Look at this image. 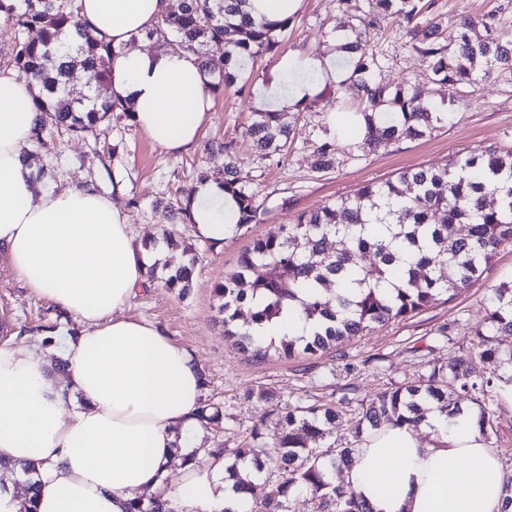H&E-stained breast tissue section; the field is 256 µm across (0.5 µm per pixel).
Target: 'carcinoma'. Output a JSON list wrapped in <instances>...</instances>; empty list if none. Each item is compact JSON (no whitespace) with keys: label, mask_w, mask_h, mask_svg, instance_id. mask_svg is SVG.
Returning <instances> with one entry per match:
<instances>
[{"label":"carcinoma","mask_w":512,"mask_h":512,"mask_svg":"<svg viewBox=\"0 0 512 512\" xmlns=\"http://www.w3.org/2000/svg\"><path fill=\"white\" fill-rule=\"evenodd\" d=\"M24 8H11L15 29L13 66L19 75L40 81L35 99L42 113L28 153L37 161L44 146L46 121L76 134H89L106 118L130 120L128 107L118 99H100L79 93V71H94L109 79L112 46L88 33L74 0H23ZM246 0H171L168 10L149 32L162 48L193 54L211 77L213 95L237 84L248 66L279 46L294 18L257 21L243 10ZM350 14L344 43L347 76L370 110L356 113L362 126L357 148L366 152L405 139H419L438 128L446 113L439 104L413 87L393 88L378 78L382 55L367 48V30L389 19L404 26L410 46L427 64L432 81L440 85L473 84L493 76H512V38L497 33V15L461 16L457 42L450 47L439 40V26L425 19L423 0H338ZM245 129L265 155L284 150L291 122L285 113H254ZM337 131L326 123L315 143L314 166L324 171L336 159ZM239 210L235 232L260 221V204L253 188L240 181L233 164L220 179ZM465 224L467 233H453ZM512 244V150L480 148L453 157L442 167H417L396 180L368 183L338 202L300 213L279 234L257 237L238 257L236 268L215 284L224 336L255 360L270 352L286 359L316 356L338 347L351 336H362L377 326L410 318L440 297L452 299L472 287L497 256L501 246ZM372 256L363 265L361 257ZM197 263L194 249L186 246L183 259L163 264L164 286L183 296L190 288ZM296 307L305 320L321 325L310 335L274 337L262 342L255 330L275 321L284 309ZM246 324H239L242 310ZM467 349L449 363L429 366L414 384L385 389L364 402L343 395L337 400L290 406L278 419V431L269 438L261 425L245 437L248 450L212 448L231 459L227 472L234 488L253 496L255 480L269 472L268 491L252 500L248 512H288L298 491L318 502V512H373L352 489L337 485L332 471L349 467L352 443L337 439L322 450L313 446L332 434L338 409L357 405L359 419L354 437L386 425L415 429L433 409L453 414L463 404H476V425L481 434H498L503 387L512 385V349L504 352L497 336H512V285L492 288L484 322L470 330ZM503 365L499 373L485 374L472 366V357ZM495 401L487 410L485 400ZM201 424H219V408L202 405ZM129 512H177L157 499H132Z\"/></svg>","instance_id":"carcinoma-1"}]
</instances>
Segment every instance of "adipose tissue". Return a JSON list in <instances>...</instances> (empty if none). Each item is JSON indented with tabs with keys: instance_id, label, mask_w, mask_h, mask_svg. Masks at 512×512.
Here are the masks:
<instances>
[{
	"instance_id": "ef3b65f1",
	"label": "adipose tissue",
	"mask_w": 512,
	"mask_h": 512,
	"mask_svg": "<svg viewBox=\"0 0 512 512\" xmlns=\"http://www.w3.org/2000/svg\"><path fill=\"white\" fill-rule=\"evenodd\" d=\"M169 0H78L83 27L111 42L112 95L160 149L195 148L210 118L208 78L186 52L132 48ZM313 71L291 100L316 98L336 82L332 55H282L276 69ZM38 88L0 70V254L23 288L73 316L58 327L50 357L26 341L0 348V461L27 464L36 512H126L135 496L158 492L177 512H242L224 458L170 469L200 447L203 378L195 356L156 324L126 317L152 264L128 217L93 184L45 187L26 150L41 114ZM188 202L199 236L223 242L237 208L217 181L197 182ZM433 434L407 427L367 433L347 483L374 512H512L500 463L470 410L432 411Z\"/></svg>"
}]
</instances>
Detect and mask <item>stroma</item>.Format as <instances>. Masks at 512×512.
Here are the masks:
<instances>
[{
  "label": "stroma",
  "instance_id": "35a3bbf8",
  "mask_svg": "<svg viewBox=\"0 0 512 512\" xmlns=\"http://www.w3.org/2000/svg\"><path fill=\"white\" fill-rule=\"evenodd\" d=\"M495 12L503 30L512 32V0H435L432 17L441 21L446 43H454V19L461 14ZM348 23L338 0H301L287 37L278 54L300 52L319 56L327 52L329 37ZM368 45L385 57L382 79L392 85L405 84L432 89L430 72L411 51L402 29L394 23L371 31ZM275 57H265L249 75L245 87L232 86L214 96L210 118L202 129L201 144L194 149L169 154L129 122L103 125L97 136H76L47 127L41 153L50 168L47 183L63 186L73 181L95 184L111 193V172H122L126 192L124 206L136 242L160 236L173 228L178 240L192 243L199 256L193 287L179 297L154 280L149 288L138 289L127 316L162 326L177 345L191 351L205 378L204 396L225 415L224 430H205L210 447L224 445L225 431L245 432L254 423L265 422L267 435H274L277 414L289 405L312 403L340 396L346 384H354L359 398H371L383 389L416 379L428 363L449 361L469 342L466 325L483 321L492 287L512 281V246L500 250L483 278L453 300L434 304L416 316L376 327L367 335L343 343L339 350L318 357L281 359L270 356L252 360L224 336L213 295L235 266L239 254L253 238L276 234L309 211L352 193L366 183L395 178L399 172L420 166H441L455 155L482 147L512 148V81L490 80L475 86L448 85L435 90L444 100L447 119L429 137L406 140L375 152L357 150L356 138L339 136L336 163L325 171L311 166V152L327 120L325 103L299 112L283 156H263L244 138L256 109L267 102L269 92L288 99L285 88H271ZM215 139L236 143L238 176L258 191L263 216L247 234L232 235L223 248L210 249L189 224H171L156 203L179 207L193 191L201 171H220L224 155L208 152L206 143ZM57 307L48 299L21 288L16 275L0 256V346L10 344L9 330L28 331V341L41 346L35 333L41 320H55ZM457 323L458 330L448 343L436 342L433 332L443 323ZM382 360L371 363L372 355ZM361 362L352 378L341 370V356ZM260 387L276 392L277 406L248 400V390Z\"/></svg>",
  "mask_w": 512,
  "mask_h": 512
}]
</instances>
